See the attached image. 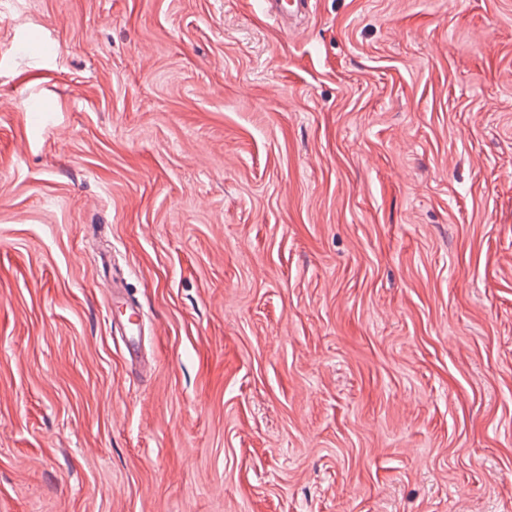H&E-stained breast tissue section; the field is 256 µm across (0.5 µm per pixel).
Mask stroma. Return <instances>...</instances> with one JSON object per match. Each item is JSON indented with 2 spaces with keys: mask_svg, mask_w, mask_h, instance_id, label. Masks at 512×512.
I'll return each mask as SVG.
<instances>
[{
  "mask_svg": "<svg viewBox=\"0 0 512 512\" xmlns=\"http://www.w3.org/2000/svg\"><path fill=\"white\" fill-rule=\"evenodd\" d=\"M0 512H512V0H0ZM265 14L279 27L288 28V19L310 17L316 11V0H264ZM117 288L112 289V299L114 303L120 304L121 318L120 323L124 328L125 346L128 358L131 364L139 360V327L141 322V309L140 306L134 302L125 299L117 298L119 292Z\"/></svg>",
  "mask_w": 512,
  "mask_h": 512,
  "instance_id": "stroma-1",
  "label": "stroma"
}]
</instances>
